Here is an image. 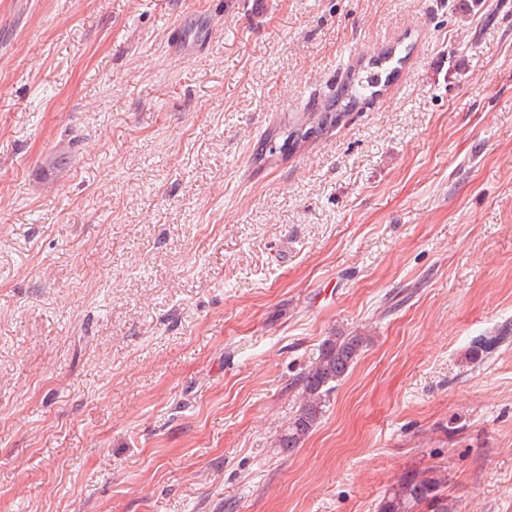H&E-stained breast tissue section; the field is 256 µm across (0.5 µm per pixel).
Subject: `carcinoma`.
<instances>
[{
  "instance_id": "1",
  "label": "carcinoma",
  "mask_w": 512,
  "mask_h": 512,
  "mask_svg": "<svg viewBox=\"0 0 512 512\" xmlns=\"http://www.w3.org/2000/svg\"><path fill=\"white\" fill-rule=\"evenodd\" d=\"M395 57V50L384 49L370 57L367 64L353 70L336 95L314 112H305L294 123L305 125L321 135L338 125L347 113L360 103L375 97L398 75L411 53ZM309 142L306 134L293 135L284 123L268 131L259 144L255 161L271 162L285 153L300 151ZM501 340L499 336H477L467 350V359L476 360L490 352ZM372 338L361 331L338 332L325 338L318 355L309 363L298 380L300 403L287 426L273 440V447L291 451L303 445L319 424L330 395L347 377ZM448 477L445 472L432 468L421 473L404 476L393 491L383 497L378 512H417L422 507L432 512H454L447 494Z\"/></svg>"
}]
</instances>
